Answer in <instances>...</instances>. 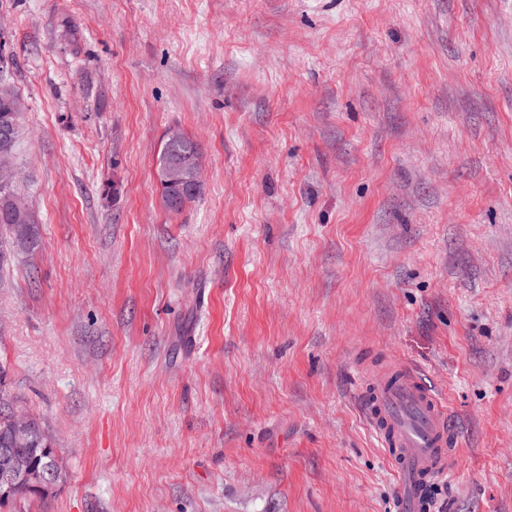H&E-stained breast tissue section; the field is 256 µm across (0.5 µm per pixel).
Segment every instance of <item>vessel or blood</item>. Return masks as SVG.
I'll return each instance as SVG.
<instances>
[{
	"instance_id": "vessel-or-blood-1",
	"label": "vessel or blood",
	"mask_w": 512,
	"mask_h": 512,
	"mask_svg": "<svg viewBox=\"0 0 512 512\" xmlns=\"http://www.w3.org/2000/svg\"><path fill=\"white\" fill-rule=\"evenodd\" d=\"M359 394L394 471L396 512H420L457 460L459 435L444 402L408 367L363 382Z\"/></svg>"
}]
</instances>
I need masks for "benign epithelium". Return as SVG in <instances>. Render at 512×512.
Returning a JSON list of instances; mask_svg holds the SVG:
<instances>
[{"instance_id": "1", "label": "benign epithelium", "mask_w": 512, "mask_h": 512, "mask_svg": "<svg viewBox=\"0 0 512 512\" xmlns=\"http://www.w3.org/2000/svg\"><path fill=\"white\" fill-rule=\"evenodd\" d=\"M5 111L7 114L0 119V154L8 152L10 148L14 121L18 113L22 112L19 98L8 97ZM0 423L3 424L0 433L7 443V447L0 448V494L15 495L32 487L51 489L55 485L56 469L61 467V462H56L54 469H45L15 454L17 449L30 446V436L37 428V418L15 404H8L0 408ZM39 435L47 444H53L46 429H39Z\"/></svg>"}]
</instances>
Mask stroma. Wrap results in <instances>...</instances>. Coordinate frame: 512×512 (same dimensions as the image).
<instances>
[{
  "mask_svg": "<svg viewBox=\"0 0 512 512\" xmlns=\"http://www.w3.org/2000/svg\"><path fill=\"white\" fill-rule=\"evenodd\" d=\"M0 69V364L66 471L0 512H394L395 365L461 438L428 512H512V0H0ZM2 112H10L0 120V154L8 152L11 145V133L14 127L15 118L22 112L21 103L18 97L9 96L6 101L5 109ZM0 112V113H2ZM19 148V126L18 119L13 130V144L11 154L15 157ZM171 129L172 128L168 129L160 150L158 158V173L163 188L165 205L168 209L173 210L172 208L182 209L190 200L191 195L178 196L184 192V188L177 184H167L164 177V171L171 163L179 162L186 164L190 171L197 172L200 169V155L196 143L186 136L179 127H177L179 130V138L177 139H172L169 136V131ZM201 189L202 183L199 181L196 184L195 195L191 199L196 198V196L201 192ZM175 196L178 197L174 198L170 203L171 197ZM170 204L172 208L170 207ZM15 195L12 187L7 189L0 188V229L5 227L12 236L13 243L19 238H27L32 241V245L27 249H34L38 244L37 232L32 225L29 213L26 224H17L6 210L5 199Z\"/></svg>",
  "mask_w": 512,
  "mask_h": 512,
  "instance_id": "stroma-1",
  "label": "stroma"
}]
</instances>
